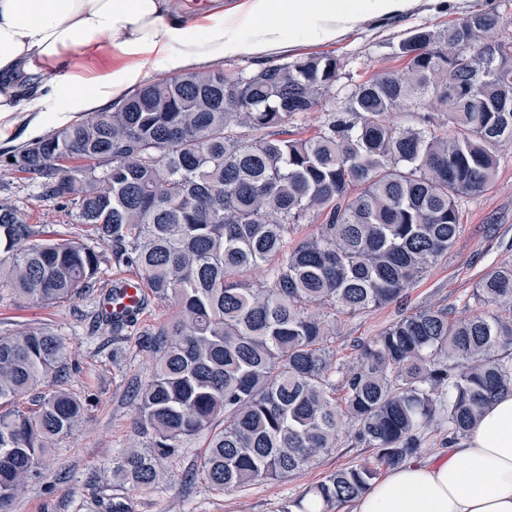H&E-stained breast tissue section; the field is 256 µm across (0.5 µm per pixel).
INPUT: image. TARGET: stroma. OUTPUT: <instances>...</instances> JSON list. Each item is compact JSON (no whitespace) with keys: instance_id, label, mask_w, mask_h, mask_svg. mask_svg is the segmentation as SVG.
<instances>
[{"instance_id":"stroma-1","label":"stroma","mask_w":512,"mask_h":512,"mask_svg":"<svg viewBox=\"0 0 512 512\" xmlns=\"http://www.w3.org/2000/svg\"><path fill=\"white\" fill-rule=\"evenodd\" d=\"M478 10L498 13L504 20L501 36L512 38V0H425L411 13L371 19L332 43L299 42L265 60L228 55L217 64L251 70L266 62L280 64L300 56L328 53L339 58L342 71L336 85L324 93L320 108L299 118L291 129L294 136L307 137L328 112L346 108L355 85L380 72L404 69L405 62L395 50L407 31L423 26L437 32ZM7 155V150L0 148V203L17 206L28 223L48 236L87 237L88 226L75 223L67 209L41 198L25 176L6 172ZM457 207L461 225L447 258L429 268L401 300L358 315H337L333 338L337 359L355 358L359 342L376 336L405 312L445 307L456 318L478 313L470 298L477 282L495 268L512 266V144L499 151L491 187L460 197ZM94 311V304L82 297L49 306H21L10 296L0 297V331L22 324H45L56 330L65 346L67 370L48 384L68 388L88 401L82 425L40 458L13 501L12 512H105L112 499L113 459L125 448L147 444L132 429V395L147 380L152 366L142 335L166 325L174 315L175 303L170 298L149 297L141 333L128 339L92 330ZM204 449L205 441L200 438L179 457L164 462L157 485L134 491L136 512H281L289 499L368 454L345 433L337 451L287 480L260 481L223 492L212 488L197 471Z\"/></svg>"}]
</instances>
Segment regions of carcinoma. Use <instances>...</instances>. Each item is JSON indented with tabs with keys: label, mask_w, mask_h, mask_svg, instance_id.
<instances>
[{
	"label": "carcinoma",
	"mask_w": 512,
	"mask_h": 512,
	"mask_svg": "<svg viewBox=\"0 0 512 512\" xmlns=\"http://www.w3.org/2000/svg\"><path fill=\"white\" fill-rule=\"evenodd\" d=\"M501 24L477 11L439 32L409 31L398 44L405 71L355 86L348 107L309 137H290L288 126L340 78L331 54L152 82L13 154L8 169L72 207L92 238L43 239L1 203V289L41 305L90 296L111 261L178 307L144 341L153 365L134 393L133 428L148 450L113 459L118 487L155 486L158 463L200 435L199 470L216 489L284 480L338 448L349 425L371 455L282 510L303 512L312 495L335 512L381 469L412 459L431 427L451 445L512 393V267L477 283L480 313L403 314L352 362L336 359L329 328L338 313L401 299L448 257L456 199L492 184L498 151L512 143V40L498 37ZM491 43L497 58L463 64ZM391 112L429 127L395 124ZM63 157L101 162L64 176ZM317 220L316 235L292 238ZM263 265L264 280L241 279ZM64 359L49 327L0 332V512L83 419V399L43 389ZM28 396L37 408L21 406Z\"/></svg>",
	"instance_id": "carcinoma-1"
}]
</instances>
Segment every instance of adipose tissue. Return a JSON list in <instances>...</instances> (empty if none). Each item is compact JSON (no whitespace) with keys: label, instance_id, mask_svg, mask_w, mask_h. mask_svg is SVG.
Segmentation results:
<instances>
[{"label":"adipose tissue","instance_id":"obj_1","mask_svg":"<svg viewBox=\"0 0 512 512\" xmlns=\"http://www.w3.org/2000/svg\"><path fill=\"white\" fill-rule=\"evenodd\" d=\"M422 0H239L186 24L172 0H0V146L19 122L37 138L100 111L139 82L150 59L181 72L227 54L263 57L295 41L328 43ZM122 64L90 76L79 56ZM352 512H512V393L501 395L445 456L408 461L372 481Z\"/></svg>","mask_w":512,"mask_h":512}]
</instances>
